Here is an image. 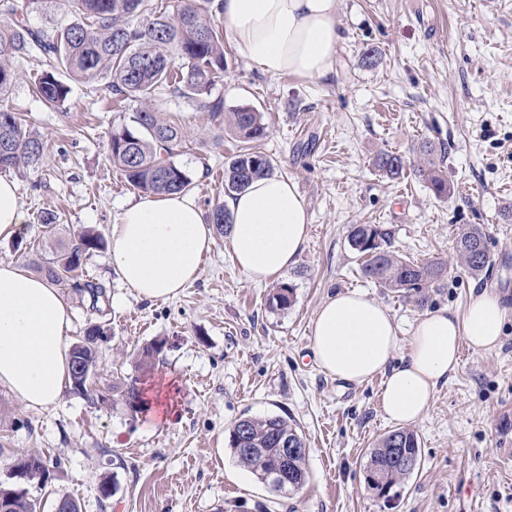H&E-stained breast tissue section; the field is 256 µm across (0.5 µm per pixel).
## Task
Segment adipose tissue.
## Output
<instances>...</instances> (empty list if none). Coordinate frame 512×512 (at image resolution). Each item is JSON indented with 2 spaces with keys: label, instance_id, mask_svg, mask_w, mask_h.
Returning a JSON list of instances; mask_svg holds the SVG:
<instances>
[{
  "label": "adipose tissue",
  "instance_id": "adipose-tissue-1",
  "mask_svg": "<svg viewBox=\"0 0 512 512\" xmlns=\"http://www.w3.org/2000/svg\"><path fill=\"white\" fill-rule=\"evenodd\" d=\"M237 55L275 77L321 79L333 69L340 40L337 0H220ZM233 259L252 282L282 278L296 265L310 217L292 180L268 176L225 200ZM214 244L196 200L186 193L147 196L123 209L112 226V265L141 299L176 297L201 272ZM507 307L499 294L471 296L415 322L408 352L396 358L399 326L387 309L358 291L336 292L311 320L315 365L337 380L382 376L380 408L409 424L428 410L439 385L460 364V348L501 344ZM71 310L58 288L13 261H0V385L27 408L55 403L70 382Z\"/></svg>",
  "mask_w": 512,
  "mask_h": 512
}]
</instances>
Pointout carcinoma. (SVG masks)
<instances>
[{
    "instance_id": "cac0c4a2",
    "label": "carcinoma",
    "mask_w": 512,
    "mask_h": 512,
    "mask_svg": "<svg viewBox=\"0 0 512 512\" xmlns=\"http://www.w3.org/2000/svg\"><path fill=\"white\" fill-rule=\"evenodd\" d=\"M47 0H0V169L20 168L41 163L44 145L41 139L24 129L17 113L4 101L9 97L16 71L12 63L35 54L47 61L35 83V92L43 102L57 108L70 93L63 77L77 82H106L116 98H134L141 107L135 112L136 131L114 130L109 136V158L128 184L144 193L172 194L190 190L191 174L173 161L187 132L160 117L155 96L169 90L203 106L218 116L224 112V100L208 101L212 85L224 74V32L212 25L217 14L215 0H186L174 12L151 6L148 0H72L76 19L60 31L34 30L26 21L28 12L42 7ZM230 126L242 143L224 169V191L231 195L245 189L259 177L272 173L269 157L257 142L267 136V126L256 109L243 106L229 113ZM424 166L420 174L430 183L436 197L453 192L447 174L434 161L438 150L426 141L419 147ZM377 172L398 180L405 176L408 164L396 152H384L375 160ZM348 243L361 259V272L382 288L397 293L420 294L443 277L446 267L440 262H416L403 259L391 250L389 232L379 224H355ZM104 245L103 237L88 230L75 234L63 253L40 270L51 283L68 286L89 297L91 309L106 298V287L92 280L71 277L91 251ZM457 256L472 274H480L489 264L484 233L471 225L456 238ZM294 288L282 283L274 289L269 303L279 309L291 304ZM70 379L73 388L88 401L103 398L92 389L96 370V346L88 343L71 348ZM286 437L296 447L305 446L296 424L280 415L243 417L233 426L229 446L238 464L263 481L272 468L288 471L299 484L306 480L305 456L283 459L278 442ZM404 448L419 456L416 434L407 429L391 430L371 448L367 472L382 478L390 491L413 473L391 461V449ZM8 498V512H37L36 504L13 489L0 488Z\"/></svg>"
}]
</instances>
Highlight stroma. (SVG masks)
I'll use <instances>...</instances> for the list:
<instances>
[{
    "label": "stroma",
    "instance_id": "35a3bbf8",
    "mask_svg": "<svg viewBox=\"0 0 512 512\" xmlns=\"http://www.w3.org/2000/svg\"><path fill=\"white\" fill-rule=\"evenodd\" d=\"M337 20L342 41L328 77H272L228 45L224 78L210 92L225 109L262 112L268 136L260 148L274 175L296 183L309 212L306 247L285 276L291 305L269 306L271 285L244 277L225 234L172 300L139 299L113 271L109 249L88 255L78 273L104 284L109 302L98 313L68 294L69 340L92 323L105 329L96 380L103 400L89 404L68 388L54 406L32 410L0 386V484L38 512H54L63 492L80 512H512V313L499 348L462 347L457 373L412 426L420 466L386 499L366 480L370 449L395 427L380 409L381 377L333 379L309 350L311 319L338 291L383 305L404 340L421 314L463 308L486 288L512 310V0H338ZM370 49L380 54L372 68L362 61ZM46 67L40 56L18 63L7 102L46 143L42 165L5 173L27 221L18 236L0 239V260L30 272L73 231L110 238L122 207L141 196L107 152L110 133L132 126L139 102H115L102 82L74 81L66 103L48 108L33 90ZM186 131L174 160L208 213L225 198L213 174L238 142L224 117L204 111ZM426 140L447 147L448 198H436L418 175L391 181L372 166L382 151L415 158ZM45 211L57 214L56 231L41 224ZM355 224L382 225L400 256L443 263L445 275L409 296L363 278L348 244ZM468 225L481 226L490 256L477 276L455 252ZM155 340L161 351L137 367V350ZM130 377L170 393V421L152 423L126 407L113 385ZM270 414L291 419L306 440V483L287 494L259 483L228 446L239 418ZM21 453L44 459L45 479L11 476ZM104 481L115 487L106 500Z\"/></svg>",
    "mask_w": 512,
    "mask_h": 512
}]
</instances>
